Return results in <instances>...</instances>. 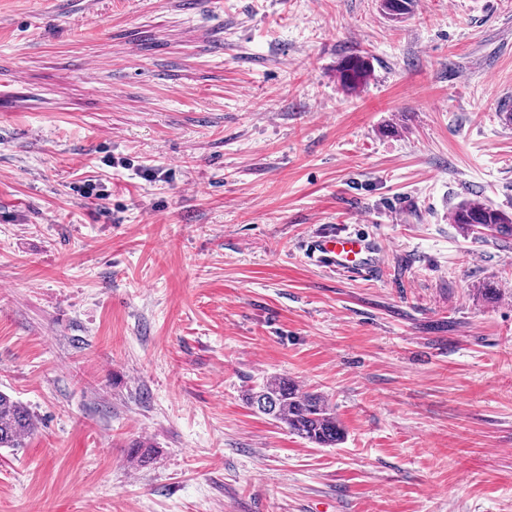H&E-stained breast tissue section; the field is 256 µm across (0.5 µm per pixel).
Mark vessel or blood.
I'll list each match as a JSON object with an SVG mask.
<instances>
[{
	"instance_id": "vessel-or-blood-1",
	"label": "vessel or blood",
	"mask_w": 512,
	"mask_h": 512,
	"mask_svg": "<svg viewBox=\"0 0 512 512\" xmlns=\"http://www.w3.org/2000/svg\"><path fill=\"white\" fill-rule=\"evenodd\" d=\"M304 250L317 267L333 274L369 276L378 264L373 242L360 233L329 230L309 239Z\"/></svg>"
}]
</instances>
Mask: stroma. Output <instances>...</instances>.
I'll list each match as a JSON object with an SVG mask.
<instances>
[{"mask_svg":"<svg viewBox=\"0 0 512 512\" xmlns=\"http://www.w3.org/2000/svg\"><path fill=\"white\" fill-rule=\"evenodd\" d=\"M509 108L512 0H0V512H512ZM450 221L463 225L467 230L483 227L501 237H512V215L476 200H465L454 207ZM304 250L317 267L333 274L370 276L378 264L373 242L361 233L328 230L309 239ZM247 400L260 413L286 424L293 434L311 444L334 447L344 440V429L325 397L302 389L291 379L267 380ZM32 429L27 409L10 395L0 392V448L25 447Z\"/></svg>","mask_w":512,"mask_h":512,"instance_id":"obj_1","label":"stroma"}]
</instances>
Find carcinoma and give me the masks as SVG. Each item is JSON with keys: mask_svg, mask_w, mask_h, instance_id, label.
Returning a JSON list of instances; mask_svg holds the SVG:
<instances>
[{"mask_svg": "<svg viewBox=\"0 0 512 512\" xmlns=\"http://www.w3.org/2000/svg\"><path fill=\"white\" fill-rule=\"evenodd\" d=\"M413 0H382L385 12L395 18L410 12ZM364 67L359 59L342 65L348 85L360 81ZM453 224L466 229L483 227L502 237H512V215L476 200H465L450 215ZM248 403L259 412L284 423L298 437L319 447H334L344 440V429L325 397L304 390L286 377L270 379L249 394ZM30 414L10 395L0 392V448H23L32 433Z\"/></svg>", "mask_w": 512, "mask_h": 512, "instance_id": "1", "label": "carcinoma"}]
</instances>
